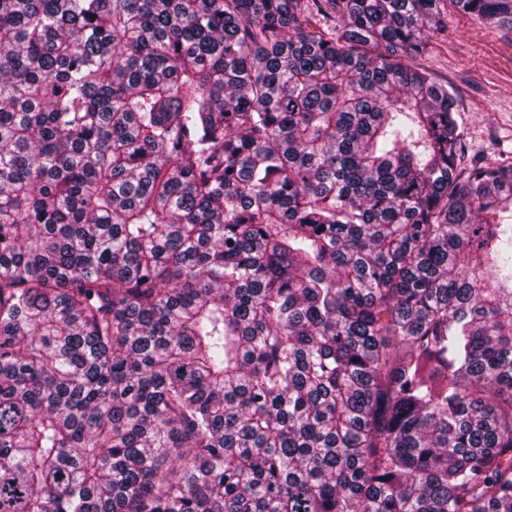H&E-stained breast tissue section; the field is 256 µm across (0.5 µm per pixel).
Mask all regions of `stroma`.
Returning a JSON list of instances; mask_svg holds the SVG:
<instances>
[{
    "instance_id": "35a3bbf8",
    "label": "stroma",
    "mask_w": 512,
    "mask_h": 512,
    "mask_svg": "<svg viewBox=\"0 0 512 512\" xmlns=\"http://www.w3.org/2000/svg\"><path fill=\"white\" fill-rule=\"evenodd\" d=\"M410 64L452 94L463 133L461 168L512 162V30L449 9L446 27L431 34Z\"/></svg>"
}]
</instances>
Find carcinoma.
I'll return each mask as SVG.
<instances>
[{"label":"carcinoma","mask_w":512,"mask_h":512,"mask_svg":"<svg viewBox=\"0 0 512 512\" xmlns=\"http://www.w3.org/2000/svg\"><path fill=\"white\" fill-rule=\"evenodd\" d=\"M447 3L0 0V512H512Z\"/></svg>","instance_id":"carcinoma-1"}]
</instances>
